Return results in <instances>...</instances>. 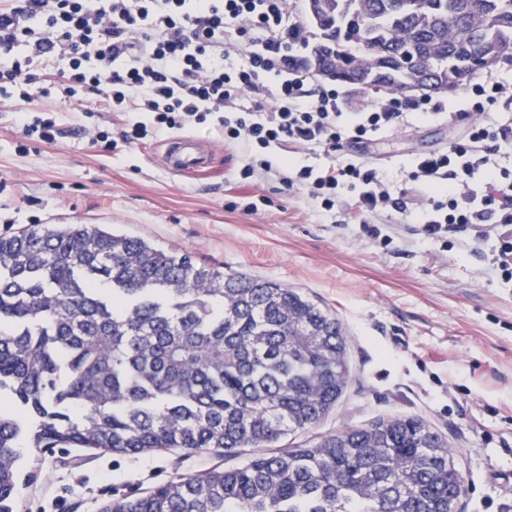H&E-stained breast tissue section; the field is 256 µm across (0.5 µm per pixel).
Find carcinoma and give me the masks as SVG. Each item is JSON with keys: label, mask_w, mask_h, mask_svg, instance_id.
<instances>
[{"label": "carcinoma", "mask_w": 512, "mask_h": 512, "mask_svg": "<svg viewBox=\"0 0 512 512\" xmlns=\"http://www.w3.org/2000/svg\"><path fill=\"white\" fill-rule=\"evenodd\" d=\"M312 24L308 58L346 84L414 55L432 83L466 85L485 54L512 67V0H343ZM349 377L341 323L292 288L102 224L0 234V512L23 449L60 445L242 458L100 512H457V450L417 417L246 456L320 422Z\"/></svg>", "instance_id": "carcinoma-1"}]
</instances>
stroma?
Returning <instances> with one entry per match:
<instances>
[{"instance_id": "stroma-1", "label": "stroma", "mask_w": 512, "mask_h": 512, "mask_svg": "<svg viewBox=\"0 0 512 512\" xmlns=\"http://www.w3.org/2000/svg\"><path fill=\"white\" fill-rule=\"evenodd\" d=\"M67 133L19 152L16 110L0 100V233L31 224H112L154 247L189 253L198 268L240 271L296 288L329 310L347 336L352 378L316 426L283 438L291 448L345 425L418 417L446 436L465 491L458 512H512V284L492 265L493 243L449 234L426 238L419 224H384L390 245L371 239L343 210H322L300 191L241 179L243 153L212 128L215 147L191 175L160 161L153 141L102 152L74 127L93 113L120 127L121 112L95 100L56 103ZM463 135L461 126L422 122L361 145L369 160L402 177L409 163ZM264 214L241 206L257 193ZM30 478L17 489L19 512H100L108 500L142 492L219 464L210 452L112 455L89 448L24 451Z\"/></svg>"}]
</instances>
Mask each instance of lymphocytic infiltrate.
I'll return each instance as SVG.
<instances>
[{
    "label": "lymphocytic infiltrate",
    "mask_w": 512,
    "mask_h": 512,
    "mask_svg": "<svg viewBox=\"0 0 512 512\" xmlns=\"http://www.w3.org/2000/svg\"><path fill=\"white\" fill-rule=\"evenodd\" d=\"M298 8V0H0V99L19 114V151L62 137L54 113L32 108L55 93L86 94L105 111L134 114L117 132L88 127L90 147L101 151L212 125L225 144L243 148L242 179L275 178L325 210L371 217L364 230L373 238L374 219L396 224L417 214L429 239L455 231L494 240L493 265L511 282L512 170L497 156L512 150V122L483 118L505 99V86L480 77L462 112L429 96L395 94L349 111L335 85L307 86L298 51L310 38ZM38 63L59 64L53 87L42 86ZM417 118L463 124L465 135L416 158L400 190L385 171L344 151L345 143L377 141ZM305 148L326 164L283 166Z\"/></svg>",
    "instance_id": "1"
}]
</instances>
